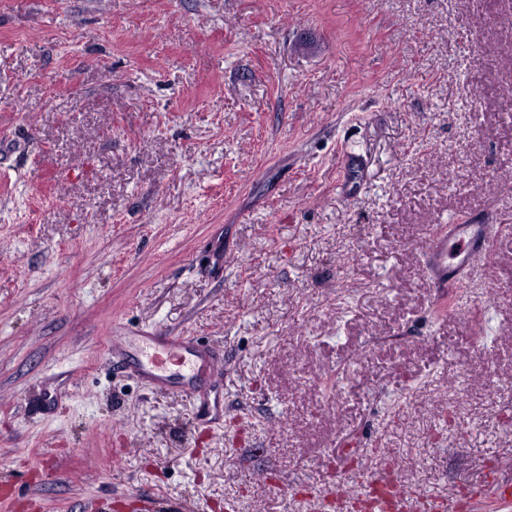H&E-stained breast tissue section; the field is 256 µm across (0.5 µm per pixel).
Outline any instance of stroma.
Instances as JSON below:
<instances>
[{"label":"stroma","mask_w":512,"mask_h":512,"mask_svg":"<svg viewBox=\"0 0 512 512\" xmlns=\"http://www.w3.org/2000/svg\"><path fill=\"white\" fill-rule=\"evenodd\" d=\"M507 171L512 0H0V484L34 501L0 512H323L379 448L512 480ZM465 220L489 249L435 288ZM119 329L222 349L221 419ZM455 244L457 251L448 259V245ZM489 243L485 224H446L442 232L428 237L424 242L425 271L437 287L448 285L449 276L461 275L473 256L486 251Z\"/></svg>","instance_id":"stroma-1"}]
</instances>
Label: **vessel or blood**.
<instances>
[{
  "instance_id": "b4317fda",
  "label": "vessel or blood",
  "mask_w": 512,
  "mask_h": 512,
  "mask_svg": "<svg viewBox=\"0 0 512 512\" xmlns=\"http://www.w3.org/2000/svg\"><path fill=\"white\" fill-rule=\"evenodd\" d=\"M482 224H448L424 242L425 271L434 285L447 286L450 276L461 275L473 256L487 250ZM114 357L125 361L128 372L150 388L204 398L224 375L222 352L198 345L191 338L147 331L139 336L114 337ZM368 512H459L457 501L436 495L415 496L401 491L397 473L376 471L355 494ZM512 502V483L485 480L473 493L472 505L485 499Z\"/></svg>"
}]
</instances>
